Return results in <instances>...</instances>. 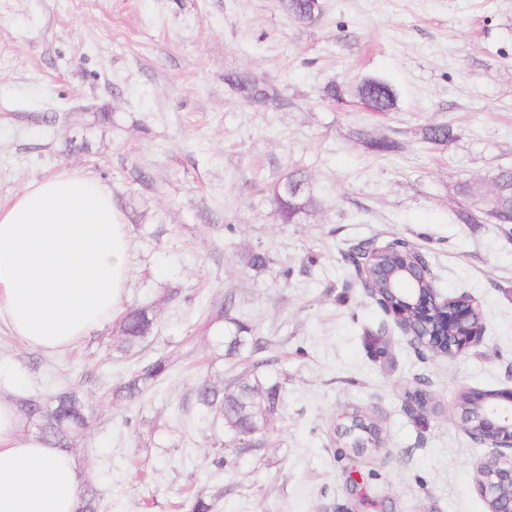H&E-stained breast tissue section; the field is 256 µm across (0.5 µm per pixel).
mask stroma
<instances>
[{
  "label": "stroma",
  "instance_id": "1",
  "mask_svg": "<svg viewBox=\"0 0 512 512\" xmlns=\"http://www.w3.org/2000/svg\"><path fill=\"white\" fill-rule=\"evenodd\" d=\"M239 71L279 101L244 102L224 82ZM366 75L396 86L398 111L323 101L329 79ZM425 123L456 137L422 143ZM362 128L398 149L368 152ZM499 166L512 167V0H324L311 26L278 0H0V204L62 172L108 186L130 241L122 305L155 322L133 356L116 318L57 355L0 323V365L26 395L71 386L92 405L72 454L110 512H185L201 490L219 512H489L478 469L492 450L457 398L512 388V230L455 212L457 185ZM290 168L327 192L302 224L280 223L269 193ZM368 238L406 240L443 296L476 299L480 343L452 358L412 344L343 258ZM225 306L266 340L261 372L283 405L218 469L193 413L201 380L242 369L214 346ZM162 354L163 381L113 401V382ZM356 409L381 445L353 459L337 427Z\"/></svg>",
  "mask_w": 512,
  "mask_h": 512
}]
</instances>
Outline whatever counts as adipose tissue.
<instances>
[{
	"mask_svg": "<svg viewBox=\"0 0 512 512\" xmlns=\"http://www.w3.org/2000/svg\"><path fill=\"white\" fill-rule=\"evenodd\" d=\"M128 234L109 187L60 173L0 206V320L21 343L60 354L110 322L128 279ZM0 512H76L88 475L23 429L20 375L0 376Z\"/></svg>",
	"mask_w": 512,
	"mask_h": 512,
	"instance_id": "ef3b65f1",
	"label": "adipose tissue"
}]
</instances>
